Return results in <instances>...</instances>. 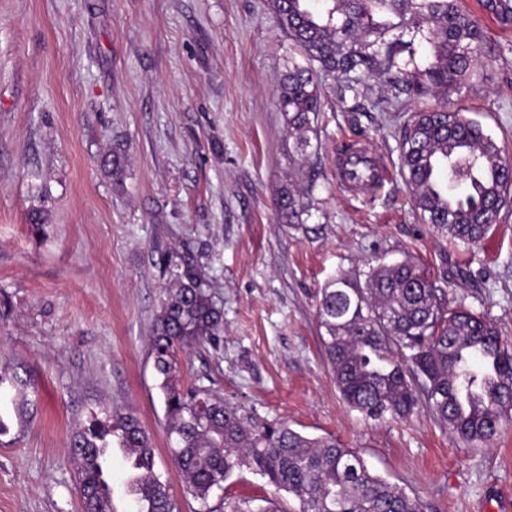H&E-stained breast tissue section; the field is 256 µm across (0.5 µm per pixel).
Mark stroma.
Masks as SVG:
<instances>
[{
    "label": "stroma",
    "mask_w": 512,
    "mask_h": 512,
    "mask_svg": "<svg viewBox=\"0 0 512 512\" xmlns=\"http://www.w3.org/2000/svg\"><path fill=\"white\" fill-rule=\"evenodd\" d=\"M460 2L487 34L486 59L452 101L512 154V29ZM301 60L271 0H0V368L28 379L36 406L0 435V512H81L69 440L112 410L139 418L180 512H204L173 463L150 356L160 260L187 252L224 307V340L179 353L182 386L335 439L426 512H512V423L476 445L423 405L405 422L363 419L336 388L317 316L336 273L408 256L447 270L458 302L512 344V209L478 247L433 236L400 170L418 104L372 80L351 112L328 76L306 157L312 216L280 223L274 202L298 164L276 88ZM349 140L384 160L379 190L337 186ZM118 143L120 190L103 166ZM225 491L297 507L248 469Z\"/></svg>",
    "instance_id": "stroma-1"
}]
</instances>
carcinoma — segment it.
<instances>
[{
    "mask_svg": "<svg viewBox=\"0 0 512 512\" xmlns=\"http://www.w3.org/2000/svg\"><path fill=\"white\" fill-rule=\"evenodd\" d=\"M503 28H512V0H482ZM272 8L308 64H295L278 84V101L294 152L303 157L321 111L318 74L341 80L339 94L377 79L399 98L441 99L413 114L400 141L401 172L415 209L434 235L469 247L485 225L501 219L512 190L505 147L451 96L482 62L486 37L459 0H272ZM125 151L113 148L104 166L124 185ZM315 175L276 201L280 219L311 216ZM151 338L153 367L164 397L169 446L187 493L209 507L235 470L246 467L298 501V512H424L419 499L372 473L362 457L326 438H309L283 422L258 421L204 386L176 384L177 350L218 347L224 309L214 300L195 258L168 265ZM318 314L324 351L343 401L372 420L403 421L418 392L431 415L471 443L489 444L512 421V349L484 313L453 305L448 291L410 258L369 265L365 282L338 274L322 289ZM13 412L28 414V382L0 375V394ZM123 454L131 512H179L155 471L150 435L131 413L112 415L72 434L83 512H116L112 449ZM224 512H286L275 499L253 507L223 497Z\"/></svg>",
    "mask_w": 512,
    "mask_h": 512,
    "instance_id": "obj_1",
    "label": "carcinoma"
}]
</instances>
